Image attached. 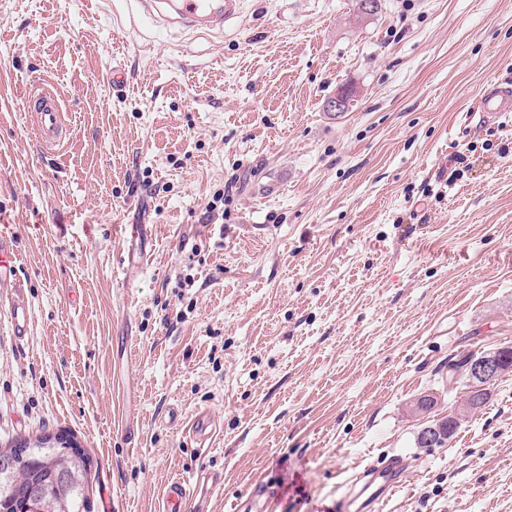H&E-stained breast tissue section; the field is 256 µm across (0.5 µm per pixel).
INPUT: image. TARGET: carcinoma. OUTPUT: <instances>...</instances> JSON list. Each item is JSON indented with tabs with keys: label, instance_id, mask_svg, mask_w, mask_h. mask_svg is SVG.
<instances>
[{
	"label": "carcinoma",
	"instance_id": "carcinoma-1",
	"mask_svg": "<svg viewBox=\"0 0 512 512\" xmlns=\"http://www.w3.org/2000/svg\"><path fill=\"white\" fill-rule=\"evenodd\" d=\"M89 463L67 437L36 438L34 449L19 463L6 492H0V512H89Z\"/></svg>",
	"mask_w": 512,
	"mask_h": 512
}]
</instances>
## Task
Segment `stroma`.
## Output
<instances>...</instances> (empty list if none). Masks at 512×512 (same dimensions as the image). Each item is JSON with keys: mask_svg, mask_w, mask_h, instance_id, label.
Segmentation results:
<instances>
[{"mask_svg": "<svg viewBox=\"0 0 512 512\" xmlns=\"http://www.w3.org/2000/svg\"><path fill=\"white\" fill-rule=\"evenodd\" d=\"M35 78L68 124L52 153ZM498 85L512 0H243L204 36L138 0H0V446L71 435L91 512H159L203 469L206 512L256 477L272 512H326L387 453L413 472L383 512H512V374L418 445L463 405L449 360L512 347V114L465 119ZM12 333L17 341L28 336L31 323V310L21 291H17L10 304ZM224 485V475L203 470L194 485L185 480L168 481L161 489L162 512H186L195 501L198 493L205 490L220 489Z\"/></svg>", "mask_w": 512, "mask_h": 512, "instance_id": "obj_1", "label": "stroma"}]
</instances>
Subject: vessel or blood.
Instances as JSON below:
<instances>
[{"instance_id":"b4317fda","label":"vessel or blood","mask_w":512,"mask_h":512,"mask_svg":"<svg viewBox=\"0 0 512 512\" xmlns=\"http://www.w3.org/2000/svg\"><path fill=\"white\" fill-rule=\"evenodd\" d=\"M144 15L157 24L208 33L223 28L237 14L240 0H139ZM32 129L47 149H54L64 133L63 115L52 92L42 83H32L27 94ZM512 112V89L496 87L477 100L473 113L480 122L498 119ZM12 333L16 340L28 336L31 310L23 294L10 304ZM409 462L400 456L383 455L345 478L336 497V512H379L380 505L405 482ZM223 474L201 471L195 482H167L161 489V512H187L201 491L222 488Z\"/></svg>"}]
</instances>
